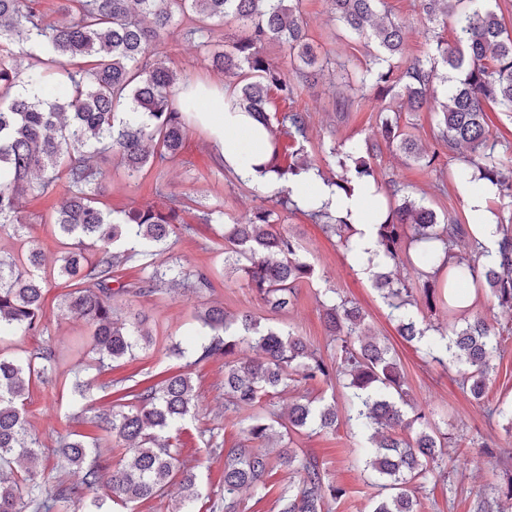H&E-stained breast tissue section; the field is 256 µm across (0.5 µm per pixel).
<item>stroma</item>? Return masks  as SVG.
Instances as JSON below:
<instances>
[{
    "label": "stroma",
    "mask_w": 512,
    "mask_h": 512,
    "mask_svg": "<svg viewBox=\"0 0 512 512\" xmlns=\"http://www.w3.org/2000/svg\"><path fill=\"white\" fill-rule=\"evenodd\" d=\"M392 19L405 33L406 53L415 57L429 49V23L420 9V0H387ZM303 11L309 22V35L321 55L330 60V68H353L367 58L363 41L348 38L341 24L334 20L326 0H303ZM173 60L181 79L189 86L202 85L210 90H223L224 79L214 73L205 59L197 39L175 36L164 47ZM344 85H332L328 77L308 79L297 96L273 95L269 106L273 112H300L306 115L308 142L306 153L315 165L329 162L331 148L349 139L372 137L376 130V112L370 105L354 104L339 109L338 100L346 95ZM222 148L220 137L203 115H195L190 123L179 160L167 164L162 172H149L139 182L125 179L121 171H112L102 201L109 210L163 205L154 187L163 184L166 192L186 199L190 210L187 221H194L198 205L223 206L224 220L250 211L260 203V189L238 182L223 171L216 157ZM380 179H393L404 187L410 198L452 216L464 217V201L456 189L450 169L456 162L442 156L440 170H432L408 160L405 156L381 146L374 160ZM61 196H30L22 202L24 223L30 237L46 257L47 267H54L61 245L42 223L43 218L58 209ZM280 224L301 244L305 257L317 271L312 285L299 289L287 313H268L261 300L245 288L240 277L224 274V252L219 236L222 225L198 226L195 233L180 234L168 241L167 253L177 258L188 270H202L214 281V290L198 295L183 289L162 290L152 295L128 293L120 296L125 314L138 315L151 333L150 341L141 343L133 358L122 361L115 369H96L90 365L88 352L92 336L89 326L72 315L60 311L58 303L65 291L59 279H49L46 288L44 330L38 336H18L14 342L32 349L49 345L56 349L59 360L52 383L32 389L26 410L32 431L42 444L41 466L51 481L67 485L80 483L82 474L74 468L58 465L55 439L66 431L89 432L88 422L103 407L102 385L127 376L173 371L185 363L175 355L173 344L187 342L189 336L209 335L196 315L209 305L223 306L228 314L252 312L262 324L280 325L304 336L323 354L333 352L322 319L319 301L327 291L354 302L366 314L371 335L390 344L406 378L410 398L430 409L432 420L443 427L458 445L451 451L457 457V468L449 469L447 478L433 477L426 485L425 512H471L476 495L490 491L500 482L497 456L512 457V432L505 431L500 419H487V407L512 402V316L501 312L487 296H480L476 313L499 332L501 356L484 403L474 401L459 383L455 367H443L426 357L420 346L404 341L395 331L390 310L373 279L363 277L352 268L351 261L338 237L324 233L297 211L282 213ZM195 387V416L182 437L181 457L197 476L199 499L191 504V512H224V460L216 449L231 448L244 439L243 427L224 419V360L212 358L192 369ZM94 380L92 401L77 395L76 382ZM360 435L348 424L335 431L292 434L285 441L287 451L294 453L292 467L273 471L262 489L240 492L241 512H278L277 499L282 489L299 487L306 461H317L329 481L344 491L332 512H370L379 493L378 482L365 471L361 461Z\"/></svg>",
    "instance_id": "stroma-1"
}]
</instances>
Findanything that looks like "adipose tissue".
I'll list each match as a JSON object with an SVG mask.
<instances>
[{
  "label": "adipose tissue",
  "instance_id": "1",
  "mask_svg": "<svg viewBox=\"0 0 512 512\" xmlns=\"http://www.w3.org/2000/svg\"><path fill=\"white\" fill-rule=\"evenodd\" d=\"M205 112L213 128L222 133L224 146L220 152L225 165L230 166L242 180L265 185L271 182V174L261 172L259 158L244 162L243 153L238 147V140L247 136L246 119L230 115L223 95L215 94L205 98ZM288 187L295 201H303L307 195H315L320 206L336 212H351L359 230L352 239L350 259L364 275H371L374 266L384 263L378 250L373 226L377 221L376 199L367 194L363 188H355L352 195H344L335 187L327 185L316 170L302 172L300 176L289 181Z\"/></svg>",
  "mask_w": 512,
  "mask_h": 512
}]
</instances>
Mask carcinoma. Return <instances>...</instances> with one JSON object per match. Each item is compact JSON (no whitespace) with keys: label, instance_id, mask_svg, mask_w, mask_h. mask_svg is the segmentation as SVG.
<instances>
[{"label":"carcinoma","instance_id":"carcinoma-1","mask_svg":"<svg viewBox=\"0 0 512 512\" xmlns=\"http://www.w3.org/2000/svg\"><path fill=\"white\" fill-rule=\"evenodd\" d=\"M331 14L351 37L364 39L368 59L354 66L349 86L355 97L398 98L410 111L435 112L437 145L456 153L453 178L473 169L478 179L498 188L489 212L500 240L498 259L486 262L480 245L465 256L457 242L474 238L477 223L438 217L434 209L401 194L396 183L382 185L373 166L380 143L424 166L438 152L419 147L400 124V112L377 109L380 141H352L333 148L336 172L325 181L346 195L355 184L385 188L384 220L375 225L386 264L402 265L414 274L396 280L377 272L374 282L395 314L400 336L419 343L424 354L459 368L462 385L476 402L487 390L493 361L500 353L497 333L473 306H463L465 287L489 291L499 308L512 312V142L490 130L487 107L512 112V32L498 14L495 0H421L428 19L453 24L454 39L435 36L425 58L405 56L402 27L389 18L385 0H326ZM62 20L36 14L31 0H0V232L20 234L25 228L20 201L30 191L61 194V208L50 216L63 245L57 277L69 282L61 307L91 328L94 361L104 368L133 354L139 340L149 338L143 322L123 316L117 296L129 292L115 276L118 268L139 257L150 259L149 275L135 292L154 294L167 284L202 294L213 290L208 273L186 271L158 259L183 224L180 198L164 208L131 207L111 214L100 207L107 173L101 164L118 158L125 178L137 181L153 168L180 157L196 95L185 86L162 46L178 26L183 35L201 39L211 70L233 79L228 103L252 117L266 132L260 144L262 167L273 174L278 191L230 224H224L225 274L243 273L246 286L264 307L288 310L302 285L314 280V267L300 244L280 225L279 213L296 205L286 182L312 168L301 158L307 122L300 112L273 120L267 112L272 90L286 97L297 85L290 75L325 71L308 37L302 0H63ZM235 24L230 42L211 46L215 25ZM37 47L38 64L21 69L10 49L15 37ZM277 46L286 61L267 55ZM447 69L444 101L433 87L438 66ZM308 215L350 248L357 229L349 216L308 207ZM135 246L119 249L129 240ZM20 253L0 256V512H75L87 491L107 489L90 506L101 512L105 501L134 512V505L164 495L176 482L183 502L198 496L196 474L179 462L167 433L195 410L191 373L187 368L224 357L226 410L247 426L243 442L224 453V512H239L238 494L263 488L279 466H292L284 453L273 458L259 443L286 432H320L336 427L338 409L331 403L296 400L288 413L259 410L288 382L343 379L348 425L366 439L362 463L380 481L382 492L371 512H422L412 490L424 487L436 471H444L447 434L411 401L403 372L389 347L368 333L365 315L352 302L336 297L321 301L323 318L336 354L326 357L290 329L263 325L255 316L230 315L210 306L199 315L212 331L193 345L194 360L185 368L131 384H107L108 402L90 421L93 433L68 432L57 440L62 465L82 470L78 485L59 484L49 491L37 470L42 445L32 435L26 400L36 384L52 381L54 348L18 350L11 336L43 332L47 272L42 250L21 240ZM117 287H112V284ZM444 310L448 325L424 324L408 307ZM262 351L263 359L233 360L243 346ZM112 441L126 457L113 463L102 445ZM302 486L281 493L279 512H330L343 490L326 481L316 461L303 464Z\"/></svg>","mask_w":512,"mask_h":512}]
</instances>
